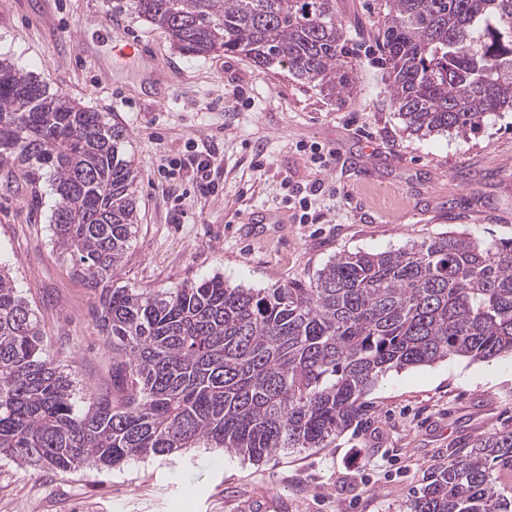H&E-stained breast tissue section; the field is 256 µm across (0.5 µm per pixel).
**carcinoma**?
I'll list each match as a JSON object with an SVG mask.
<instances>
[{
    "mask_svg": "<svg viewBox=\"0 0 512 512\" xmlns=\"http://www.w3.org/2000/svg\"><path fill=\"white\" fill-rule=\"evenodd\" d=\"M183 54L242 55L328 100L358 83L336 0H129ZM390 101L421 135L463 137L512 108V0H380L370 37ZM125 132L0 58V165L57 202L52 241L91 287L109 283L137 223ZM112 394L73 381L0 264V456L66 473L221 448L260 461L329 448L393 368L512 356V239L463 234L336 255L306 284L102 289ZM512 431L480 436L413 512H512L492 478Z\"/></svg>",
    "mask_w": 512,
    "mask_h": 512,
    "instance_id": "obj_1",
    "label": "carcinoma"
}]
</instances>
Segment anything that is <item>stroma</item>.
I'll list each match as a JSON object with an SVG mask.
<instances>
[{"label": "stroma", "mask_w": 512, "mask_h": 512, "mask_svg": "<svg viewBox=\"0 0 512 512\" xmlns=\"http://www.w3.org/2000/svg\"><path fill=\"white\" fill-rule=\"evenodd\" d=\"M359 44L356 100L338 103L251 60L178 52L128 0H0V56L123 127L138 223L113 286L177 288L213 276L246 288L308 283L341 251L383 252L448 232L512 238V111L469 137L406 130L368 31L378 0H337ZM122 18L124 30L112 28ZM131 35L143 57L117 59ZM246 99L235 100L233 88ZM329 153L315 164L311 145ZM211 155L209 186L193 160ZM321 183V222L288 205ZM56 197L0 166V263L31 305L77 398L112 387L99 293L51 243ZM284 211L288 221L264 216ZM328 448L255 465L220 450L59 473L0 458V512H411L472 438L512 430V358L452 357L389 371Z\"/></svg>", "instance_id": "1"}]
</instances>
